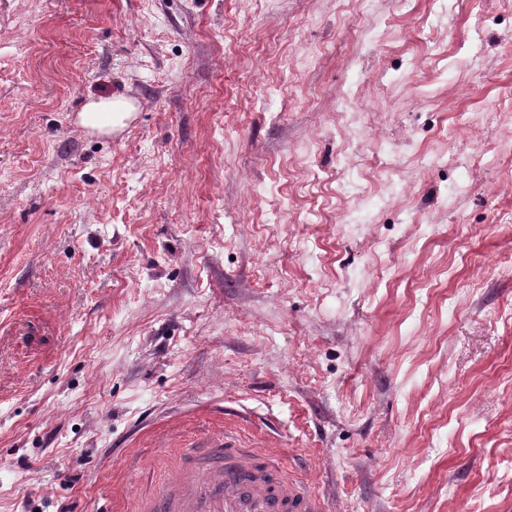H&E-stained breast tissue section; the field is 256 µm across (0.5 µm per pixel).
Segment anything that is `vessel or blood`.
Wrapping results in <instances>:
<instances>
[{"label":"vessel or blood","mask_w":512,"mask_h":512,"mask_svg":"<svg viewBox=\"0 0 512 512\" xmlns=\"http://www.w3.org/2000/svg\"><path fill=\"white\" fill-rule=\"evenodd\" d=\"M306 482L269 451L219 431L182 457L162 492L141 512H320Z\"/></svg>","instance_id":"obj_1"}]
</instances>
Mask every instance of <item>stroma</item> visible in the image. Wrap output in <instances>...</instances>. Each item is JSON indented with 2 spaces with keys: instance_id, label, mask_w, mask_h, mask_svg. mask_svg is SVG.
<instances>
[{
  "instance_id": "1",
  "label": "stroma",
  "mask_w": 512,
  "mask_h": 512,
  "mask_svg": "<svg viewBox=\"0 0 512 512\" xmlns=\"http://www.w3.org/2000/svg\"><path fill=\"white\" fill-rule=\"evenodd\" d=\"M226 427L322 512H512V0H0V512ZM134 107L123 98L100 99L89 101L79 113V123L99 132L109 133L113 128L123 125Z\"/></svg>"
}]
</instances>
